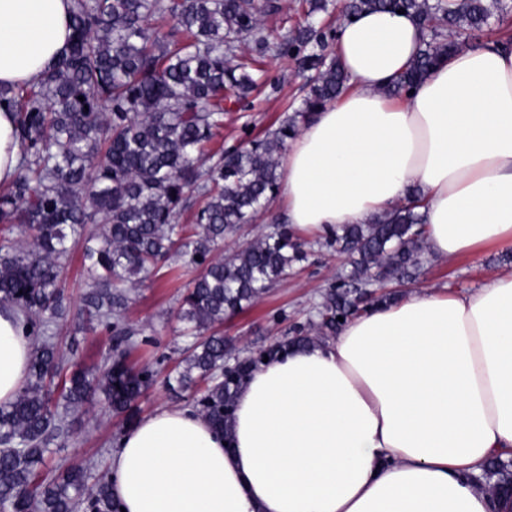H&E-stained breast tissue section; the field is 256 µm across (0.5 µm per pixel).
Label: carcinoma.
Here are the masks:
<instances>
[{"label":"carcinoma","instance_id":"1","mask_svg":"<svg viewBox=\"0 0 512 512\" xmlns=\"http://www.w3.org/2000/svg\"><path fill=\"white\" fill-rule=\"evenodd\" d=\"M280 0H73L68 51L35 83L0 88V105L14 109L19 173L0 192V305L23 312L26 335L37 336L28 377L0 405V512H118L111 485L92 464L53 463L50 445L67 431L93 395L106 394L112 411L132 413L155 382L148 366L131 367L135 331L112 325L109 359L62 379L61 402L51 386L62 370L52 326L70 306L62 271L80 251L89 275L80 314L108 324L131 301V291L169 262L200 270L183 297L179 318L194 342L176 368L181 389L197 391L199 413L230 427L242 380L264 356L314 338L293 329L256 356L237 360V374L218 378L230 341L219 326L287 280L306 259L293 226L273 230L228 256H214L224 236L250 224L279 190L278 157L299 132V121L347 87L348 76L330 48L337 30L313 21L276 44L260 20L282 11ZM401 10L424 32L407 69L382 88L407 94L466 39L509 12L505 0H343V20L370 11ZM159 20L163 26H151ZM273 50L293 58L307 84L300 106L263 138L216 151L224 113L255 86L245 53ZM84 100H79V97ZM417 193L369 224L328 228L319 238L351 257V270L319 304L321 336H334L358 316L362 288L409 281L424 242ZM192 213L194 223L180 224ZM101 224V234L87 225ZM21 225L26 239L7 236ZM343 320H337V317ZM485 484L512 492V468L495 460Z\"/></svg>","mask_w":512,"mask_h":512}]
</instances>
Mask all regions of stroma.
<instances>
[{
	"label": "stroma",
	"instance_id": "1",
	"mask_svg": "<svg viewBox=\"0 0 512 512\" xmlns=\"http://www.w3.org/2000/svg\"><path fill=\"white\" fill-rule=\"evenodd\" d=\"M257 86L235 110L224 116L223 142L233 147L260 138L291 115L300 100L303 80L288 57L268 53L253 69ZM348 268L346 255L334 249L312 245L307 261L296 274L273 288L244 311L225 320L224 334L239 355L255 354L286 336L293 326H308L316 318L322 294ZM512 271V248H485L478 258L436 260L423 257L421 269L409 289L449 288L468 291L485 284L492 276ZM193 273L184 268L162 267L133 291V301L122 315L123 326L136 332L128 362L131 366L151 365L159 382L139 400L137 417L163 407L193 406L189 392H174L164 384L187 343L184 325L178 318L182 296ZM56 336L64 347L65 370L101 363L112 340V331L101 325L71 334L58 328ZM126 418L108 409L103 394H96L82 415L71 418L67 437L54 444V461L71 465L94 462L97 472H108L115 444L126 430Z\"/></svg>",
	"mask_w": 512,
	"mask_h": 512
}]
</instances>
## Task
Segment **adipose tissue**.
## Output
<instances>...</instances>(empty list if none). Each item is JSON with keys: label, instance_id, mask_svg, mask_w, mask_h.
Returning a JSON list of instances; mask_svg holds the SVG:
<instances>
[{"label": "adipose tissue", "instance_id": "obj_1", "mask_svg": "<svg viewBox=\"0 0 512 512\" xmlns=\"http://www.w3.org/2000/svg\"><path fill=\"white\" fill-rule=\"evenodd\" d=\"M71 6L0 0V86L66 53ZM421 39L404 13L341 25L349 88L288 143V223L366 224L415 188L436 257L512 246V48L458 50L387 97ZM30 354L21 315L0 308V404ZM496 457H512V272L464 293L410 291L258 365L229 432L158 409L119 437L109 480L125 512H512L476 483Z\"/></svg>", "mask_w": 512, "mask_h": 512}]
</instances>
